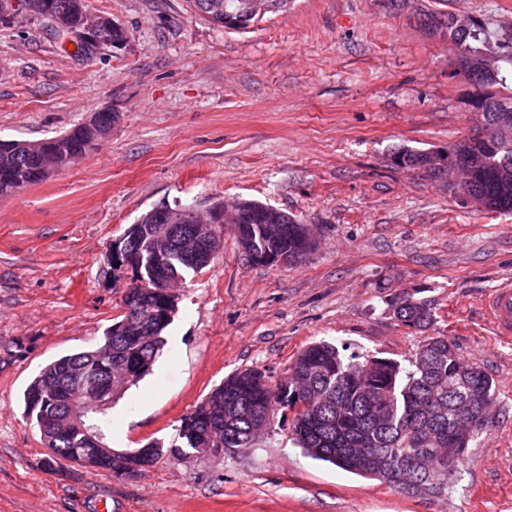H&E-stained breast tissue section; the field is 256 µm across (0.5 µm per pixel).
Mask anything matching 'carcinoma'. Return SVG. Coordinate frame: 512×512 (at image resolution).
<instances>
[{"label": "carcinoma", "mask_w": 512, "mask_h": 512, "mask_svg": "<svg viewBox=\"0 0 512 512\" xmlns=\"http://www.w3.org/2000/svg\"><path fill=\"white\" fill-rule=\"evenodd\" d=\"M224 15L240 21L246 29L257 17L245 13V0H222ZM429 25L448 28V37L464 54L467 78L484 90L482 120L495 133L496 154L490 156L468 184L470 194L488 202L491 212H512V30L495 31L486 22L430 17ZM93 48L125 40L118 27H104L92 33ZM469 135L453 145L448 166L458 165L461 156L472 149ZM53 150L41 158L27 154L28 142L14 141L11 153L0 152V196L42 182L36 169L55 162L67 167L66 160L83 156L89 149L80 125L53 138ZM396 166L422 170L431 177L449 179L448 171L426 166L423 150L400 149L393 155ZM242 236L251 252L259 257H283L295 264L311 250V241L294 217L284 213L279 224H244ZM202 233L178 237L162 224H141L133 237L123 242L133 257L134 269L126 289L134 297L132 316L147 326V332L123 334L110 329L104 342L88 350L60 357L47 365L24 393L25 412L34 422L51 460L69 458L91 447L86 434L78 429L60 430L56 420L64 412L63 373L77 369L101 356H112V368L129 374L133 384L150 371L160 347L163 332L173 316L154 315L164 299L169 282L208 264L198 259ZM394 318L402 325L421 332L432 327L434 313L425 300L402 293L391 303ZM289 371L301 383L285 380L272 386L258 370L236 372L181 419L174 444L153 443L156 457L175 460L196 451L202 435L216 421L224 425L215 448H250L262 426L269 424L274 408L291 412L294 440L304 453L332 463L348 472L377 479L408 496L403 478L413 471L418 459L437 456L455 448L459 465L467 462L468 449L483 430L463 442L457 430L462 417L483 402L494 403L496 388L492 379L475 365L462 361L446 335L430 336L414 360L397 361L347 355L333 343L320 341L305 346ZM121 458L108 463L91 454L83 468L117 473Z\"/></svg>", "instance_id": "1"}]
</instances>
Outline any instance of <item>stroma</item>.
Wrapping results in <instances>:
<instances>
[{
  "instance_id": "obj_1",
  "label": "stroma",
  "mask_w": 512,
  "mask_h": 512,
  "mask_svg": "<svg viewBox=\"0 0 512 512\" xmlns=\"http://www.w3.org/2000/svg\"><path fill=\"white\" fill-rule=\"evenodd\" d=\"M85 5L125 43L87 59L44 17L0 24V140L118 115L79 161L0 197V512H512V340L484 307L512 280V213L464 205L445 180L392 160L448 147L479 121L448 31L428 16L508 30L512 0H290L245 30L188 0ZM234 199L293 215L315 249L292 265L251 263L225 230L213 261L177 288L151 371L106 410L107 445L171 442L229 374L278 383L315 341L408 364L424 334L389 306L407 292L496 385L447 498H409L305 456L284 409L251 448L165 456L137 478L49 470L23 394L115 322L128 280L114 278L109 244L155 207Z\"/></svg>"
}]
</instances>
